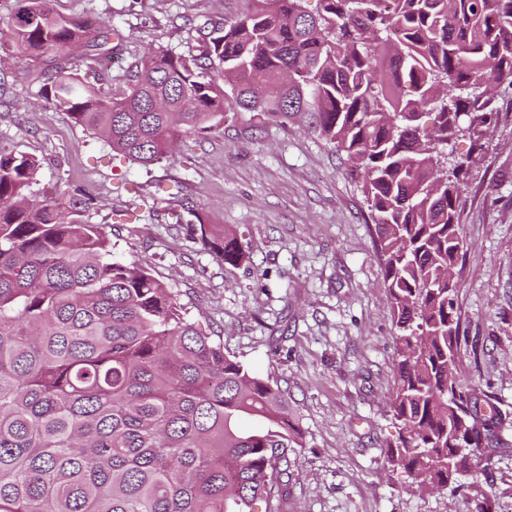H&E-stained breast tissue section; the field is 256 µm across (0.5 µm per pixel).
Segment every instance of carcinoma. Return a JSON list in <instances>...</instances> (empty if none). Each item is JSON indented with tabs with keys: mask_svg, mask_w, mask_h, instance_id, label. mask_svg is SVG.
<instances>
[{
	"mask_svg": "<svg viewBox=\"0 0 512 512\" xmlns=\"http://www.w3.org/2000/svg\"><path fill=\"white\" fill-rule=\"evenodd\" d=\"M54 2L13 0L14 53L56 59L43 97L124 158L157 164L228 106L333 147L360 183L391 299L387 462L426 491L465 487L471 449L505 420L458 376L454 269L465 180L509 117L486 89L512 88V0H253L198 28L196 55L148 48L119 98L67 58L85 46L94 60L118 30ZM457 137L469 149L448 170ZM39 168L0 150V512H277L301 439L281 390L147 268L112 261L91 198L33 192ZM167 212L217 261H247L195 210Z\"/></svg>",
	"mask_w": 512,
	"mask_h": 512,
	"instance_id": "obj_1",
	"label": "carcinoma"
}]
</instances>
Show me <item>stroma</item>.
I'll use <instances>...</instances> for the list:
<instances>
[{"mask_svg": "<svg viewBox=\"0 0 512 512\" xmlns=\"http://www.w3.org/2000/svg\"><path fill=\"white\" fill-rule=\"evenodd\" d=\"M0 0V149L34 155L37 191L93 197L91 221L112 258L168 285L224 351L277 384L302 432L281 512H512V123L502 122L464 191L467 243L459 264L458 375L493 395L507 419L495 447L478 448L465 490L419 492L386 452L396 430L391 301L359 185L331 146L296 125L255 127L224 114L184 137L160 164L113 158L103 139L47 102L34 66L8 36ZM249 0H55L67 17L97 15L122 32L97 71L121 96L125 70L149 47L199 51L196 29L246 12ZM230 230L250 261L220 264L169 224L160 186Z\"/></svg>", "mask_w": 512, "mask_h": 512, "instance_id": "1", "label": "stroma"}]
</instances>
